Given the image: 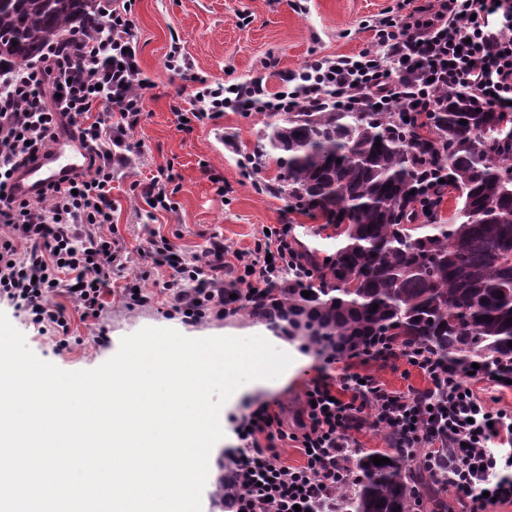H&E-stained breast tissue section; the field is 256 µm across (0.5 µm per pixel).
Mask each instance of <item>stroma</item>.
<instances>
[{"instance_id": "stroma-1", "label": "stroma", "mask_w": 512, "mask_h": 512, "mask_svg": "<svg viewBox=\"0 0 512 512\" xmlns=\"http://www.w3.org/2000/svg\"><path fill=\"white\" fill-rule=\"evenodd\" d=\"M392 4L393 0H134L139 64L154 86L146 93L144 118L130 135L139 154L132 168L118 173L112 184L117 202L112 221L128 248L137 247L148 230L157 229L188 253L202 252L215 235L222 236L229 249H246L253 247L265 226L287 220L308 246L333 252L340 240L320 233L321 218L290 211L283 196L258 191L247 175L245 159L260 143L262 115L228 112L218 120L195 124L189 132L179 128L177 115L191 107L194 77L230 84L263 75L274 88L278 71L297 69L310 57L360 51L370 40L369 20ZM175 39L190 63L182 75L165 67ZM209 167L223 175L230 193L216 194L205 173ZM161 170L174 175L178 191L174 210L154 216L144 202L134 199L130 185ZM108 302L97 325L82 323L78 313H71V347L66 351L57 350L50 336L38 335L23 314L7 304H0V312L24 335L36 356L65 371L99 367L117 353L123 337L145 327L171 328L190 336L260 335L272 345L280 343L265 325L242 314L195 324L163 317L152 306L127 308L116 295ZM346 368L369 373L393 389L419 392L428 386L423 376L406 372L397 360L343 356L331 363L312 353L286 375L243 385L220 412L226 433L211 451L213 471L203 491L202 512H214L211 501L224 474V451L237 443L227 430L230 417L247 403L271 401L286 426L294 427L309 382L320 373L336 375Z\"/></svg>"}]
</instances>
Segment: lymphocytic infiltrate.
I'll return each mask as SVG.
<instances>
[{"label": "lymphocytic infiltrate", "mask_w": 512, "mask_h": 512, "mask_svg": "<svg viewBox=\"0 0 512 512\" xmlns=\"http://www.w3.org/2000/svg\"><path fill=\"white\" fill-rule=\"evenodd\" d=\"M101 2L97 38L72 36L27 65L0 67V302L62 351L70 347V318L59 296L85 322L101 319L114 292L130 308L159 300L186 322L221 321L277 287L292 267L291 224L270 225L248 251H229L215 237L192 256L155 229L133 251L105 234L116 209L112 176L132 163L129 137L154 83L139 65L131 0ZM368 29L359 52L311 58L280 72L274 90L262 75L231 87L198 79L182 130L228 111L334 106L404 112L419 122L438 111L443 92L459 89L495 111L512 108V0H396ZM63 134L79 136L87 168L36 198L14 196V173ZM135 255L164 272L157 293L141 291L139 276L128 275ZM381 350L422 372L431 396L347 369L307 386L295 431L270 404L246 406L232 420L238 444L224 452L229 512H339L336 491L354 479V433L366 422L385 429L409 463L445 468L442 488L460 512L512 504V415L491 411L428 351L406 355L388 343ZM285 440L298 444L302 465L281 460L277 444Z\"/></svg>", "instance_id": "obj_1"}]
</instances>
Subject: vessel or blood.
<instances>
[{
  "label": "vessel or blood",
  "mask_w": 512,
  "mask_h": 512,
  "mask_svg": "<svg viewBox=\"0 0 512 512\" xmlns=\"http://www.w3.org/2000/svg\"><path fill=\"white\" fill-rule=\"evenodd\" d=\"M86 151L78 141L66 139L58 142L48 153L22 168L15 179L18 197H36L42 186L57 181L86 165Z\"/></svg>",
  "instance_id": "1"
}]
</instances>
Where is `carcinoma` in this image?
I'll list each match as a JSON object with an SVG mask.
<instances>
[{"mask_svg": "<svg viewBox=\"0 0 512 512\" xmlns=\"http://www.w3.org/2000/svg\"><path fill=\"white\" fill-rule=\"evenodd\" d=\"M101 23L96 0H0V61L26 64ZM265 127L257 153L277 167L270 188L301 213H321L343 241L326 259L293 241L307 282H285L247 307L248 318L306 352L370 356L374 338L389 336L403 351L428 350L463 380L474 363L512 367V114L456 90L413 141L393 112H290ZM442 144L448 180L437 194L454 192L456 208L429 223L411 202L420 180L414 148ZM375 456L390 462L376 465ZM357 468L345 512L422 507L397 449L362 455Z\"/></svg>", "mask_w": 512, "mask_h": 512, "instance_id": "carcinoma-1", "label": "carcinoma"}]
</instances>
